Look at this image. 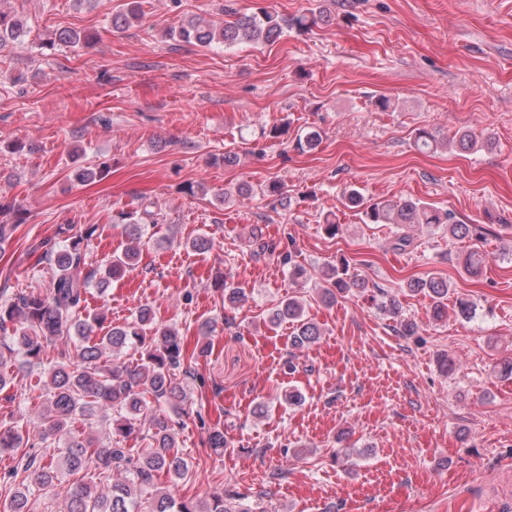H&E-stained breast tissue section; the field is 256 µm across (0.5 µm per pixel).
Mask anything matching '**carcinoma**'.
I'll list each match as a JSON object with an SVG mask.
<instances>
[{"label":"carcinoma","mask_w":512,"mask_h":512,"mask_svg":"<svg viewBox=\"0 0 512 512\" xmlns=\"http://www.w3.org/2000/svg\"><path fill=\"white\" fill-rule=\"evenodd\" d=\"M141 19L137 0H128L124 9L112 15V26L126 28ZM318 17L306 14L292 18L270 13L244 15L232 25L216 27L204 21H191L171 31V35L200 47L235 46L241 43H274L286 28L307 29ZM23 18L0 8V49L25 33ZM94 41L90 33L80 35L60 29L54 40L42 44L88 46ZM414 145L420 151L434 150L444 141L427 129L415 131ZM345 206L362 214L365 224H393L394 248L406 250L414 238L411 231L418 225L448 232L452 240L478 236V228L465 224L456 216L420 199H379L368 202L355 187L344 191ZM156 223L152 212L143 215L121 211L115 223L128 237L124 251L104 265L102 275L82 276L78 269L97 238L99 226L60 228L64 246L47 254L54 270L45 290L31 291L16 300L0 304V391L12 383L8 368L16 361L35 365L40 370L38 383L45 391L46 402L40 412L43 442H60L66 448L58 458L48 456L26 439L24 414L10 412L0 421V457L17 460L16 466L0 476V491L9 502L7 512H31V496L43 491L67 475H81L71 484L63 512H251L243 504L233 505L222 494L195 502L179 498L169 490L155 487V479L167 473L175 482L185 480L190 465L179 450L176 421L163 407L175 413L185 412L188 379L196 380L192 358L183 347L175 328L155 322L147 305L135 316L120 324L108 325L107 314L87 311V294L95 286L106 289L112 278L138 263L142 244L143 217ZM463 269L472 275L487 264L486 255L474 248L457 257ZM324 285L316 293L326 305L351 288H360L363 279L349 273L346 264L329 265L322 272ZM448 280L431 274L408 283L409 292L423 295L432 303L433 318L447 316ZM270 322H288L294 326L291 346L303 349L322 335L321 328L306 314V301L298 296L283 299L272 310ZM108 331L98 335L103 328ZM134 350L140 361L128 362L126 352ZM100 410L107 418L111 437L98 442L73 432L79 417H90ZM144 437L146 448H128L127 442ZM210 451L224 452V430L215 426L209 432Z\"/></svg>","instance_id":"obj_1"}]
</instances>
